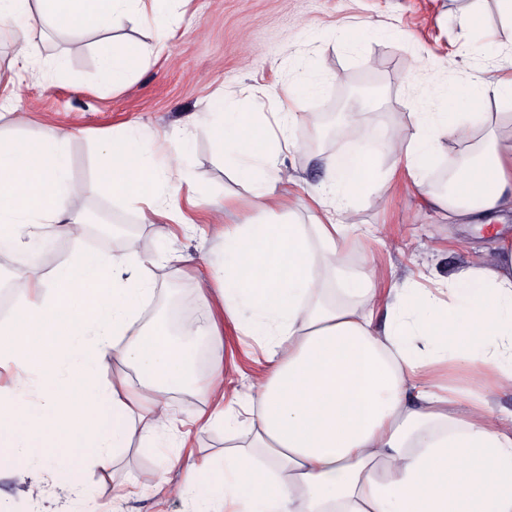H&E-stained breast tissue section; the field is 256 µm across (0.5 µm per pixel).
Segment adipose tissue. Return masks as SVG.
I'll return each instance as SVG.
<instances>
[{"instance_id": "ef3b65f1", "label": "adipose tissue", "mask_w": 512, "mask_h": 512, "mask_svg": "<svg viewBox=\"0 0 512 512\" xmlns=\"http://www.w3.org/2000/svg\"><path fill=\"white\" fill-rule=\"evenodd\" d=\"M162 0H0V18H14L16 61L27 63L50 24L68 30L111 28L138 9L157 14ZM144 51L110 42L101 71L123 86ZM512 100V80L451 86L442 111L415 113L395 130L408 177L420 184L435 146L455 136L478 110L484 148L451 161V190L429 196L450 223L512 209V114L488 112L489 99ZM212 126L224 160L254 183L259 205L282 200L293 177L282 168L295 113L280 118L273 137L261 113L214 96ZM66 135L0 138V241L27 249L46 224L80 239L83 221L69 214L88 190L141 204L142 223L166 209L161 184L180 179L172 142L158 156L152 143L116 133L106 138V164L94 185L70 174ZM372 149L338 152L324 161L313 201V226L284 223L223 226L221 262L197 282L200 297L218 291L225 315L263 343L270 374L250 400L253 435L223 466L190 463L199 493L191 512L232 499L237 512H512V417L492 416L487 394L437 392L421 377L448 356L475 374L492 373L512 387V245L494 263L449 271L448 298L429 288H393L390 320L374 326L375 272L342 277L341 240L352 199L373 186ZM35 291L0 327V364L16 368L13 388L0 390V453L47 459L51 474L75 473L74 449L91 451L100 469L133 440L156 446L170 429L166 396L201 380L191 350L177 348L161 327L137 329L152 292L136 240L105 256L86 252L51 276L29 272ZM338 297H326L329 284ZM118 353L133 377L104 386L100 373ZM48 389L39 409L25 398L31 371Z\"/></svg>"}]
</instances>
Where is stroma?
I'll use <instances>...</instances> for the list:
<instances>
[{"instance_id":"1","label":"stroma","mask_w":512,"mask_h":512,"mask_svg":"<svg viewBox=\"0 0 512 512\" xmlns=\"http://www.w3.org/2000/svg\"><path fill=\"white\" fill-rule=\"evenodd\" d=\"M477 3L485 17L475 31L461 30V9ZM34 49L40 60L61 57L64 71L13 69L12 44L0 37V77L14 78L18 89L9 102L10 117L0 120V135L34 138L46 130L68 133L71 172L89 183L97 176L105 138L122 130L154 139L167 148V135L189 143L179 158L184 177L165 187L168 213L154 223L139 221V207L95 191L71 210L85 216L92 208L109 212L127 225L139 243V256L175 251L177 262L152 268L153 292L139 323L163 321L168 307L188 311L199 325L217 322L218 342L200 337V373L210 361L224 365V407L235 411L238 437L251 422L242 405L255 395L269 365L255 342L236 329L219 300H202L196 281L216 260L220 242L215 213L227 224L265 223L288 218L310 224V195L324 178L323 159L364 146L360 131L381 142L388 131L409 123L411 113L429 107L449 84L478 77H504L500 65L512 50V28L497 0H170L160 14L123 22L112 31L73 32L46 26ZM150 46L147 61L121 88L106 83L97 65L98 46L109 39ZM316 78L319 89L287 99L286 86ZM363 86L350 120L335 129L329 115L349 89ZM217 94L242 100L258 112L298 113L296 145L284 162L298 178L288 188V206H257L255 189L239 181L215 148L208 113ZM378 190L352 201L358 231L344 243L343 269L358 275L376 268L385 282L411 283L419 276L443 280L450 268L492 261L493 243L512 239V211L485 226L451 224L427 204L426 188L413 187L403 173L399 148L374 155ZM54 245L42 266L50 274L76 252H121L120 237L71 239L57 224L44 227ZM168 435L176 465L163 462L156 449L122 452L108 470L88 464L77 473L92 495L82 498L44 475L38 481L17 476L11 462L0 463V512H182L179 494L188 461H219L224 451L222 425L204 423L214 409L210 397L188 389L169 394Z\"/></svg>"}]
</instances>
